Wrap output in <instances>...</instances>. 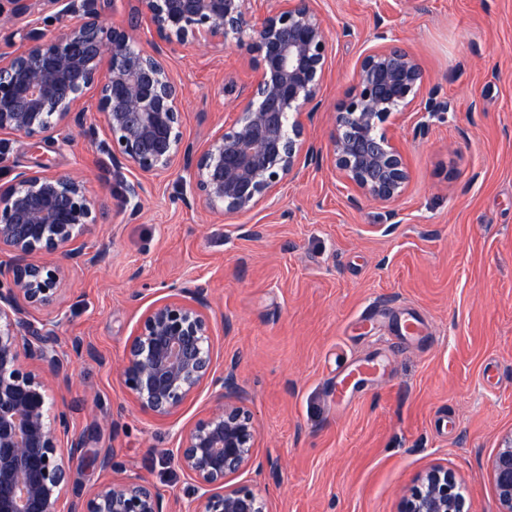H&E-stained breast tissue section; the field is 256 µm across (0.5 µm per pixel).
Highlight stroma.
<instances>
[{
	"label": "stroma",
	"instance_id": "obj_1",
	"mask_svg": "<svg viewBox=\"0 0 512 512\" xmlns=\"http://www.w3.org/2000/svg\"><path fill=\"white\" fill-rule=\"evenodd\" d=\"M316 6L332 42L322 107L306 122L319 156L252 211L185 206L183 165L166 179L116 172L75 128L38 149L19 136L0 145V183L45 166L80 176L100 204L87 236L99 259L69 267L59 303L32 313L70 364L47 384L85 441L69 461L74 495L104 481L94 456L108 451L120 478L149 481L168 512H186L193 483L171 454L206 416L210 392L161 421L126 393L120 371L145 310L199 284L215 368L234 369L259 431L242 479L272 512H401L435 464L455 475L467 512L500 510L491 463L512 441V0ZM382 35L416 57L425 94L452 103L425 132L412 118L393 123L409 179L390 206L354 197L329 161L337 108ZM166 63L184 89V136L203 146L235 121L250 56L176 44ZM135 182L132 219L124 186ZM406 312L426 342L395 343ZM375 356L386 367L373 384L337 399V375Z\"/></svg>",
	"mask_w": 512,
	"mask_h": 512
}]
</instances>
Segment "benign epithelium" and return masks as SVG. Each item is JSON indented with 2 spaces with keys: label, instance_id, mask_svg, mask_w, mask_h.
Here are the masks:
<instances>
[{
  "label": "benign epithelium",
  "instance_id": "benign-epithelium-1",
  "mask_svg": "<svg viewBox=\"0 0 512 512\" xmlns=\"http://www.w3.org/2000/svg\"><path fill=\"white\" fill-rule=\"evenodd\" d=\"M24 25L4 36L21 47L0 52V134L39 145L76 126L98 139L116 171L168 174L178 161L191 172L187 206L222 213L250 211L295 177L314 154L304 118L319 110L331 46L312 0H288L275 12L262 0H136V17L155 38L140 47L138 25L103 18V0H44L70 18L58 32L45 28L34 0H7ZM201 39L247 46L255 78L236 121L197 150L183 135V90L165 63L168 49ZM413 56L389 44L366 50L354 86L336 112L330 162L361 195L391 203L408 179L403 152L386 126L391 116L434 117L451 102L423 96ZM94 92L100 125L86 121ZM98 201L81 178L48 169H21L0 184V512H57L72 491L66 459L84 447L70 435L68 413L53 406L45 375H65L68 362L54 337L28 318L55 306L69 265L94 261L85 236L97 223ZM59 252L63 262L29 257ZM207 289L181 288L149 308L128 347L124 387L158 420L175 414L203 386L214 389L207 416L182 432L174 459L198 491L191 512H271L268 500L238 477L256 460L259 432L235 388L233 371L216 374ZM501 506L512 512V443L492 462ZM465 498L444 465L430 467L403 512H465ZM68 512H167L147 481L106 479Z\"/></svg>",
  "mask_w": 512,
  "mask_h": 512
}]
</instances>
